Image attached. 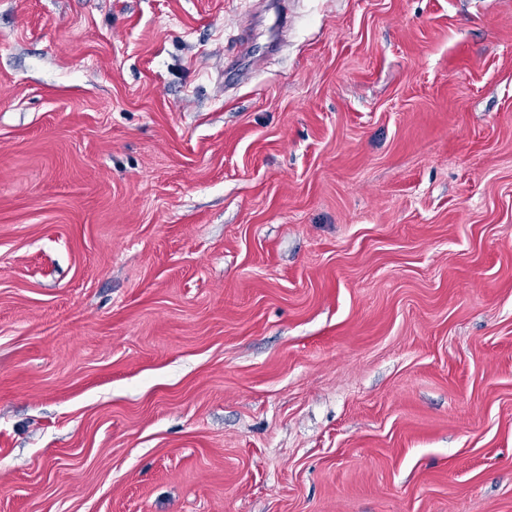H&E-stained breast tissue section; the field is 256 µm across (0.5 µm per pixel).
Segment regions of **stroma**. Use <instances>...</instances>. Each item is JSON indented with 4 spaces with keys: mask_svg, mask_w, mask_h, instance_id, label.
Masks as SVG:
<instances>
[{
    "mask_svg": "<svg viewBox=\"0 0 512 512\" xmlns=\"http://www.w3.org/2000/svg\"><path fill=\"white\" fill-rule=\"evenodd\" d=\"M0 0V512H512V0Z\"/></svg>",
    "mask_w": 512,
    "mask_h": 512,
    "instance_id": "1",
    "label": "stroma"
}]
</instances>
